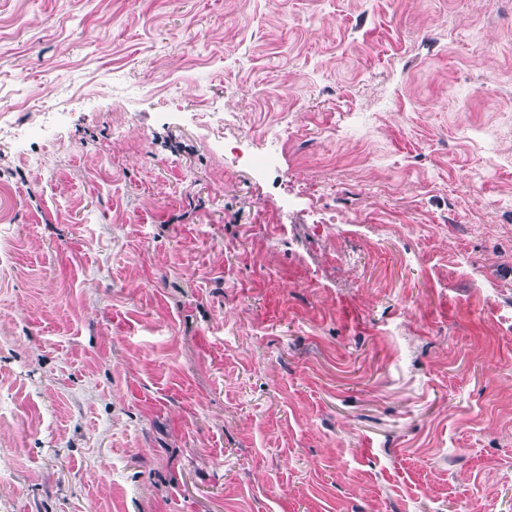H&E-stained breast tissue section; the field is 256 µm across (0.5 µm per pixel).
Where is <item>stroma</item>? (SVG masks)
I'll list each match as a JSON object with an SVG mask.
<instances>
[{"instance_id": "35a3bbf8", "label": "stroma", "mask_w": 512, "mask_h": 512, "mask_svg": "<svg viewBox=\"0 0 512 512\" xmlns=\"http://www.w3.org/2000/svg\"><path fill=\"white\" fill-rule=\"evenodd\" d=\"M0 96V512H512V0H0Z\"/></svg>"}]
</instances>
